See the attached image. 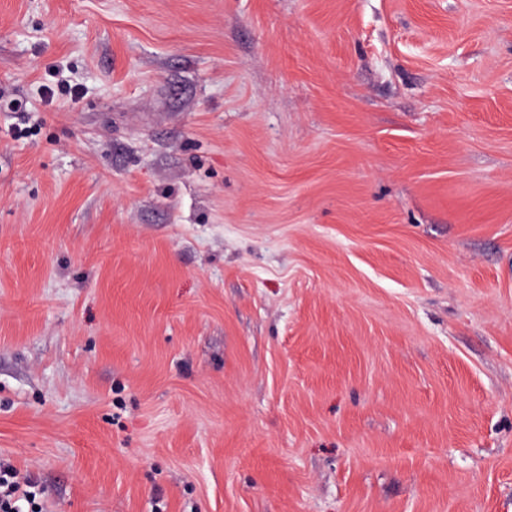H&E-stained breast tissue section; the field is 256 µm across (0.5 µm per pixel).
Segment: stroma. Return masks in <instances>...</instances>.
Masks as SVG:
<instances>
[{
    "instance_id": "obj_1",
    "label": "stroma",
    "mask_w": 512,
    "mask_h": 512,
    "mask_svg": "<svg viewBox=\"0 0 512 512\" xmlns=\"http://www.w3.org/2000/svg\"><path fill=\"white\" fill-rule=\"evenodd\" d=\"M7 465L512 512V0H0Z\"/></svg>"
}]
</instances>
